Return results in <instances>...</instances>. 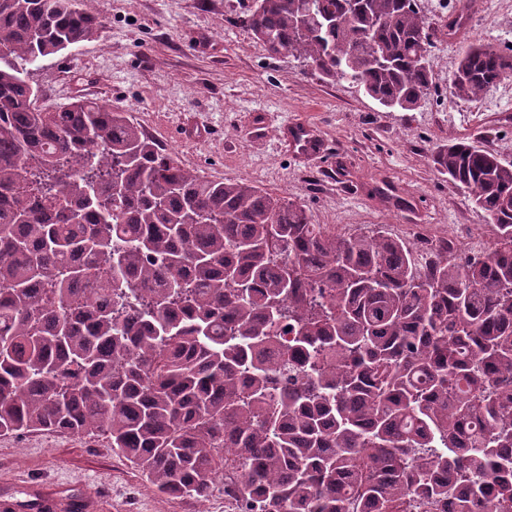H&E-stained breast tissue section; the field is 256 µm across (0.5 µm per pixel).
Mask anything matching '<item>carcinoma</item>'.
Instances as JSON below:
<instances>
[{"mask_svg":"<svg viewBox=\"0 0 512 512\" xmlns=\"http://www.w3.org/2000/svg\"><path fill=\"white\" fill-rule=\"evenodd\" d=\"M271 53L381 106L432 92L415 0H253ZM75 0H0V436L105 437L170 497L239 512H512V164L434 156L494 240L472 259L179 164L127 112L39 107L26 66L93 39ZM512 75L473 44L451 93Z\"/></svg>","mask_w":512,"mask_h":512,"instance_id":"cac0c4a2","label":"carcinoma"}]
</instances>
